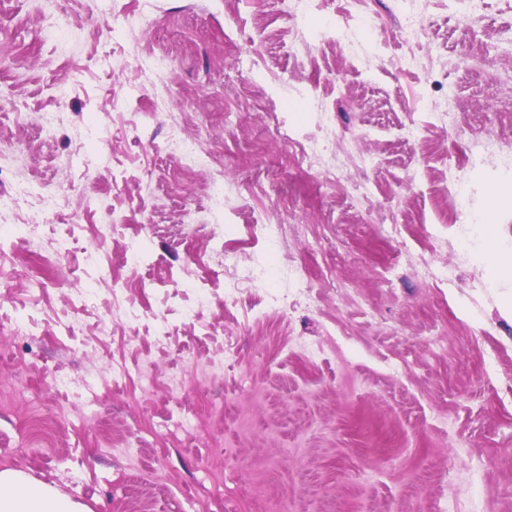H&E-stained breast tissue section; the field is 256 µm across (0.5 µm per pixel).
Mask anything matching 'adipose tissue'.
<instances>
[{
	"label": "adipose tissue",
	"mask_w": 512,
	"mask_h": 512,
	"mask_svg": "<svg viewBox=\"0 0 512 512\" xmlns=\"http://www.w3.org/2000/svg\"><path fill=\"white\" fill-rule=\"evenodd\" d=\"M511 206V195L493 193L488 200L489 214L482 224L484 235L491 241L483 254V262L489 279L496 283L512 280V252H503L493 246V215ZM0 512H84V509L50 485L21 471L4 469L0 471Z\"/></svg>",
	"instance_id": "ef3b65f1"
}]
</instances>
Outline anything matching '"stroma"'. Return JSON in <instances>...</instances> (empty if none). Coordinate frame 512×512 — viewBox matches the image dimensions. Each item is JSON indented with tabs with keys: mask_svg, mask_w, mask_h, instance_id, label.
Returning <instances> with one entry per match:
<instances>
[{
	"mask_svg": "<svg viewBox=\"0 0 512 512\" xmlns=\"http://www.w3.org/2000/svg\"><path fill=\"white\" fill-rule=\"evenodd\" d=\"M294 6L0 0V190L27 180L58 202L0 210V226L27 227L0 262V380H22L0 403V470L87 512H512V281L488 283L475 228L490 194L512 190V55L495 46L512 0H417L414 32L395 0H309L301 34ZM329 21L350 46L323 42ZM149 54L171 62L153 86L135 68ZM487 56L500 82L479 75ZM327 109L333 153L295 165ZM173 123L201 163H182ZM454 125L495 126L505 158L461 164ZM459 176L463 211L448 195ZM255 224L288 227L278 273L225 306L213 246L265 261L240 245ZM382 224L405 225L413 252ZM422 257L446 285L413 272ZM88 377L107 382L95 427L72 409Z\"/></svg>",
	"mask_w": 512,
	"mask_h": 512,
	"instance_id": "35a3bbf8",
	"label": "stroma"
}]
</instances>
